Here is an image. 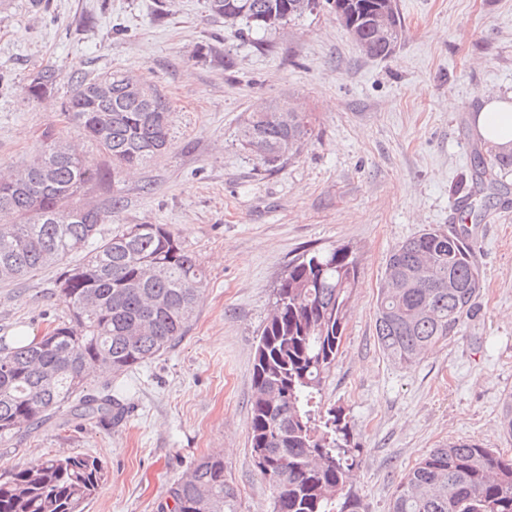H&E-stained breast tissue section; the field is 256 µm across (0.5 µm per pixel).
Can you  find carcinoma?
<instances>
[{"label": "carcinoma", "instance_id": "cac0c4a2", "mask_svg": "<svg viewBox=\"0 0 512 512\" xmlns=\"http://www.w3.org/2000/svg\"><path fill=\"white\" fill-rule=\"evenodd\" d=\"M296 0H208L212 16L232 18L250 34L267 32L300 17ZM383 0H350L357 45L367 55L390 56L398 40L380 43L367 18ZM59 77L51 67L31 78L30 96L39 100ZM129 74L105 71L75 77L64 113L98 146L106 163L92 167L52 128L22 171L0 176V210L16 222L0 224V274L4 279L34 275L74 254L57 282L69 318L44 336L0 346V442L20 431L37 430L67 409L79 424L103 429L124 414L112 384L96 386L92 377L106 367L113 376L155 358L184 336L195 315L205 271L168 224H133L97 240L98 227L122 208L111 198L108 209L83 202L91 183L115 182L121 172L150 162L170 145L171 110L152 88L148 96L125 92ZM101 85L110 88L98 95ZM250 112V150L261 163L283 162L287 141L296 155L313 132L312 114L286 120L279 101ZM108 112L103 126L98 115ZM497 159H478L471 182L460 183L470 208L482 193L480 209L498 194ZM49 171L51 178L43 179ZM159 265L163 274L145 276ZM474 246L436 229L422 230L396 245L386 259L385 278L402 288L380 286L375 334L383 354L395 364L412 363L424 349L445 342L470 315L482 280ZM358 277L353 247L340 244L306 251L288 263L275 288L274 301L256 345L252 366L248 439L251 455L273 493L272 512H363L349 487L357 465L350 422L343 411H320L318 395L339 353L350 295ZM457 288L448 290V280ZM91 296L95 306L84 307ZM104 467L91 456L44 457L0 472V512H82L104 480ZM239 492L224 473L217 452L167 489L161 512H238ZM390 512H512V457L492 448L453 442L433 448L401 478Z\"/></svg>", "mask_w": 512, "mask_h": 512}]
</instances>
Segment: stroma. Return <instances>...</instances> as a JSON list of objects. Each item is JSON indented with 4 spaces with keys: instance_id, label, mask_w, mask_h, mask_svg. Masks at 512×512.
I'll use <instances>...</instances> for the list:
<instances>
[{
    "instance_id": "35a3bbf8",
    "label": "stroma",
    "mask_w": 512,
    "mask_h": 512,
    "mask_svg": "<svg viewBox=\"0 0 512 512\" xmlns=\"http://www.w3.org/2000/svg\"><path fill=\"white\" fill-rule=\"evenodd\" d=\"M402 37L388 58L364 54L328 4L269 32L262 45L210 15L207 0H5L0 5V170L32 160L55 126L94 166L104 156L61 112L74 76L134 75L165 95L169 149L119 182L91 186L101 224H168L206 283L188 332L113 380L126 401L109 430L49 424L0 443V470L86 454L106 479L84 512H161L167 488L201 456H224L239 512H271L248 442L255 346L289 261L351 244L359 258L343 342L321 391L347 415L359 453L352 486L364 512H389L403 474L430 449L465 441L512 454L500 430L512 397V164L497 173L495 222L452 223V188L490 153L473 116L512 94V0H397ZM54 66V92L32 103L33 73ZM286 99L312 113L300 152L265 169L240 144L244 117ZM466 233L483 286L472 316L410 366L375 336L386 257L427 228ZM60 268L0 282V336L45 335L67 309Z\"/></svg>"
}]
</instances>
